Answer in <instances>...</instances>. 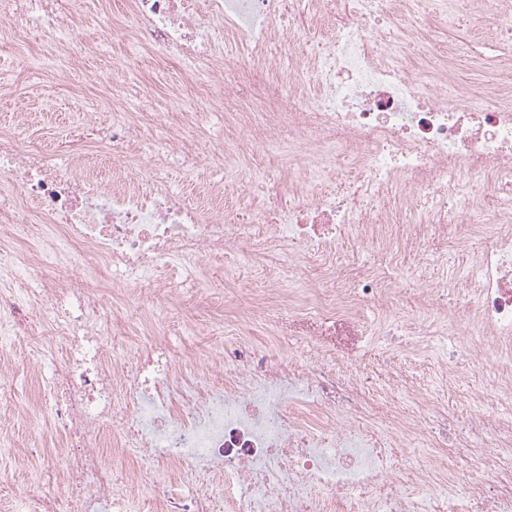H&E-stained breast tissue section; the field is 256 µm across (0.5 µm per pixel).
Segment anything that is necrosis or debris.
<instances>
[{
    "mask_svg": "<svg viewBox=\"0 0 512 512\" xmlns=\"http://www.w3.org/2000/svg\"><path fill=\"white\" fill-rule=\"evenodd\" d=\"M122 0L106 30L182 66L187 109L171 122L98 78L95 117L33 139L0 133V316L46 371L64 460L42 459L64 491L30 512H512V88L468 86L447 62L414 57L446 27L425 0ZM83 0H0V38L33 42L44 66L59 46L78 48ZM286 28H279L280 19ZM247 60L213 61L218 41ZM171 153L188 172H251L290 158L265 182L249 217L224 211L223 184L173 190L154 160ZM360 179L352 191L314 188L318 169ZM492 210L479 220L480 191ZM472 249L471 271L446 288H416L413 355L438 361L452 389L474 379L473 416L450 453L446 400L371 393L336 339L358 334L364 306L374 335L400 315L404 282L384 267L341 265L336 249L394 239L418 250V225ZM234 252L278 270L275 301L256 343L225 344L224 379L212 362L179 355L165 337L135 332L127 304L108 301L93 276L111 272L155 314L173 288L235 293L217 256ZM306 336L310 354L285 361L281 332ZM488 350L498 367L480 376ZM493 414H485L486 403ZM131 463L117 477L103 449Z\"/></svg>",
    "mask_w": 512,
    "mask_h": 512,
    "instance_id": "1",
    "label": "necrosis or debris"
}]
</instances>
